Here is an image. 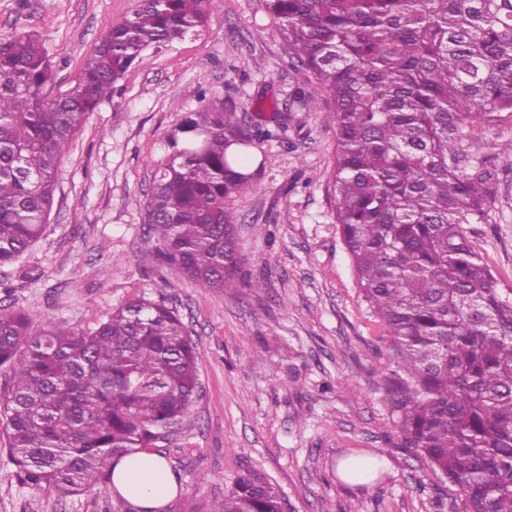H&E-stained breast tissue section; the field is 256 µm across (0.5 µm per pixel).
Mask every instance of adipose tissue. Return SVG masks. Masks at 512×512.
Listing matches in <instances>:
<instances>
[{"label": "adipose tissue", "instance_id": "ef3b65f1", "mask_svg": "<svg viewBox=\"0 0 512 512\" xmlns=\"http://www.w3.org/2000/svg\"><path fill=\"white\" fill-rule=\"evenodd\" d=\"M112 491L138 512H164L177 496L179 486L159 455L140 452L123 458L116 465Z\"/></svg>", "mask_w": 512, "mask_h": 512}]
</instances>
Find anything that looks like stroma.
<instances>
[{
    "label": "stroma",
    "instance_id": "1",
    "mask_svg": "<svg viewBox=\"0 0 512 512\" xmlns=\"http://www.w3.org/2000/svg\"><path fill=\"white\" fill-rule=\"evenodd\" d=\"M134 5L0 0V37L39 38L56 69L54 96ZM306 86L264 0H224L198 35L145 51L74 137L43 236L0 266V310L28 313L37 333L94 328L141 295L176 309L196 346L200 385L155 447L179 485L165 512H210L246 468L277 488L283 512H464L459 488L405 446L388 394L398 360L336 223L335 130L323 111L286 106ZM204 91L272 131L255 148L264 160L257 190L229 201L241 273L221 291L162 266L144 246L153 173ZM510 140L512 124L475 126L460 147L463 164L483 161L498 173L489 222L466 232L504 289L512 288V154L502 149ZM358 455L380 458L382 469L368 483H345L337 465ZM0 512L133 510L109 491L61 496L23 484L0 433Z\"/></svg>",
    "mask_w": 512,
    "mask_h": 512
}]
</instances>
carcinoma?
I'll list each match as a JSON object with an SVG mask.
<instances>
[{
  "label": "carcinoma",
  "instance_id": "carcinoma-1",
  "mask_svg": "<svg viewBox=\"0 0 512 512\" xmlns=\"http://www.w3.org/2000/svg\"><path fill=\"white\" fill-rule=\"evenodd\" d=\"M302 109L326 106L336 131V219L358 287L405 376L391 383L405 445L459 487L466 512H512V295L471 245L491 217L495 172L458 164L473 124L512 123V0H265ZM223 0H136L86 58L74 84L39 40L0 37V265L46 228L56 172L87 115L112 98L149 48L198 33ZM173 136L145 205L165 264L210 290L240 265L226 200L256 190V140L202 99ZM0 388L9 455L23 483L62 495L106 489L114 464L148 451L190 411L195 347L175 309L137 297L96 327L31 334L0 313ZM278 490L246 470L210 512H282Z\"/></svg>",
  "mask_w": 512,
  "mask_h": 512
}]
</instances>
